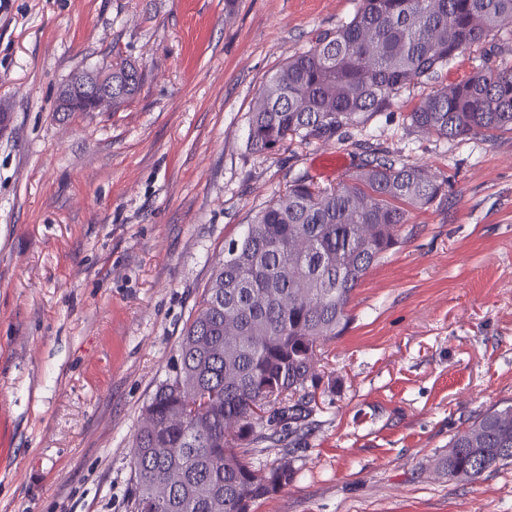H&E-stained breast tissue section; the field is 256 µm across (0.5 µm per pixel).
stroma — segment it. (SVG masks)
Instances as JSON below:
<instances>
[{
    "instance_id": "obj_1",
    "label": "stroma",
    "mask_w": 512,
    "mask_h": 512,
    "mask_svg": "<svg viewBox=\"0 0 512 512\" xmlns=\"http://www.w3.org/2000/svg\"><path fill=\"white\" fill-rule=\"evenodd\" d=\"M359 0H0V415L16 453L0 512H130L131 450L215 254L297 176L334 184L378 144L447 178L442 203L353 294L306 429L265 418L296 474L253 512H512V465L438 464L512 403V131L448 141L405 115L512 66V36L454 59L342 140L247 145L252 105ZM125 59L118 112H60L74 74Z\"/></svg>"
}]
</instances>
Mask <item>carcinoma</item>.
Instances as JSON below:
<instances>
[{
	"label": "carcinoma",
	"instance_id": "cac0c4a2",
	"mask_svg": "<svg viewBox=\"0 0 512 512\" xmlns=\"http://www.w3.org/2000/svg\"><path fill=\"white\" fill-rule=\"evenodd\" d=\"M512 31V0H360L352 18L288 59L265 85L248 145L328 142L386 111L402 90L471 48ZM113 111L142 72L113 67ZM414 133L447 140L512 130V67L442 86L406 115ZM345 179L290 184L224 243L132 443V512H251L293 481L287 458L257 461L276 441L262 412L289 429L313 412L324 343L346 329L369 269L401 243L409 213L446 198L448 180L369 145ZM448 479L475 481L512 464V405L477 416L448 442Z\"/></svg>",
	"mask_w": 512,
	"mask_h": 512
}]
</instances>
